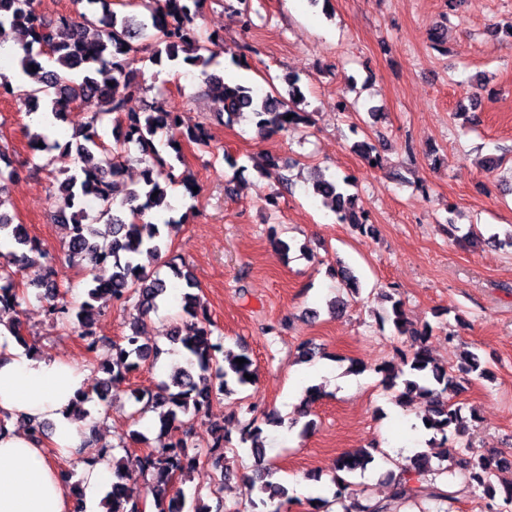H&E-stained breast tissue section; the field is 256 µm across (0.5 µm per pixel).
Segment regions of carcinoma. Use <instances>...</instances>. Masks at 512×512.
Segmentation results:
<instances>
[{
  "instance_id": "1",
  "label": "carcinoma",
  "mask_w": 512,
  "mask_h": 512,
  "mask_svg": "<svg viewBox=\"0 0 512 512\" xmlns=\"http://www.w3.org/2000/svg\"><path fill=\"white\" fill-rule=\"evenodd\" d=\"M103 2L105 0H75L77 5L84 4V10L75 15L66 13L46 18L38 12L35 0H0V28L8 26L20 35L24 51L19 61L21 73L28 74L33 68L43 71L41 86L33 89H25L14 78L1 74L0 97H13L25 103L37 101L40 108L51 112L56 119L62 117L63 108L88 95L98 99L97 109L87 114L82 127L74 131L65 145L57 140L48 141L44 133L29 134V144L46 153L43 163L34 164V170H49L57 158L72 153L79 163L56 188V219L64 220L77 200L94 203L95 214L85 213L82 222L67 225L68 263L90 271L99 267L101 254L97 238L112 237V274L106 279L93 277L84 288L82 302L71 303L66 298L67 292L61 290V269L51 261L36 238L30 236L26 226L13 223L9 215V199L4 197V191L6 184L17 175V169L9 159L8 147L1 145L0 237L7 239L13 248L0 252L3 259L0 263V318L8 311L18 316L27 301L25 294L16 288L10 272L12 266L33 270L32 285L40 290L53 323L63 331L77 326L84 328L81 337L86 340L89 353L96 352L98 345L90 330L100 316L96 302L108 297L133 308L137 317L127 333L111 342V349L117 356L105 367L107 378L96 388L97 397L103 401L113 383L123 381L142 367H154L161 355L168 353L146 342L143 335L145 320L158 310L167 295V283L153 270L152 263L168 257V268L175 270L188 289L183 294L185 317L173 326L169 336L171 345L179 344L185 350V366L155 388L134 393L143 409L157 413L160 431L166 432L179 415L202 418L209 414L217 395L253 385L247 376L254 375V370L247 352L236 354L224 348L221 339H213L211 321L201 308L198 296L191 293L197 287L195 278L186 262L180 261V256L171 249L170 230L181 221L167 220L158 213L162 207L169 208L166 201L169 187L180 183L191 193L194 184L177 172L176 166L163 155L155 142L157 133L166 129L173 135H180L181 141L173 138L168 141L180 163L183 162L182 144L208 149L211 135L202 125L184 126L179 114L161 99L153 102L147 112L126 111L129 99L146 92V87L134 78L132 66L140 59L145 42L154 47L152 60L158 64L165 61L174 66L183 60L191 62L205 75V92L224 101L227 122L248 117L261 136L306 124L308 117L297 110L300 96L296 81L291 78L286 79L290 98L287 103L270 93L262 95L252 86L227 83L211 71L218 65L219 39L203 34L196 25L210 0H138L137 5L142 7L139 13L120 16L111 11L105 28L100 27L94 12V6ZM109 120L124 132V138L116 139L110 148L99 134ZM131 145L139 151L143 174L142 179L122 194L113 181L121 175L122 163L128 156L126 148ZM56 150L59 155H51ZM347 185L346 179L340 183L321 177L313 182V189L329 209H345L343 223L361 233H369L372 231L369 217L358 208L355 195L349 193ZM465 240L474 248L486 244L512 248V233L503 237L495 233L485 238L471 230L465 234ZM336 274L344 289L358 292V278L350 268L340 265ZM386 298L392 304L377 313L379 323H390L399 334L409 335L413 351L403 360L405 370L389 363L377 365L375 371L382 375L383 385L388 390H397L395 402L401 405L413 394L425 399L421 424L431 433L430 447L442 449L440 460L447 462L443 472L461 480L469 491H481L487 512H512V486L500 495L491 483L493 467L503 460L476 453L468 445H448L451 437L465 434L476 421L453 400V394L457 390L458 375L486 376L479 355L465 351L458 373H453L439 364L424 345L432 326L426 323L420 330H408L401 301L392 299L390 294ZM237 358L246 359V363H236ZM322 396L320 386L307 387L300 415L308 416L311 406ZM212 433L213 441L206 459L224 478L230 473L224 452L232 445V440L222 426L213 427ZM239 433V444H247L251 449L257 492L266 512H289L294 498L288 486L273 480V472L265 463L258 419L252 417L241 423ZM200 457L201 452L187 434L139 458L135 474L130 472L124 458L113 459L112 486L105 496L106 512H141L135 501L138 474L152 481L156 512H224L220 486L212 492L216 497L213 507L205 503L198 492L189 498L181 489L170 494L175 478L190 473ZM374 462L375 456L365 449L340 456L336 461L338 475L331 479L332 499H315L320 504L315 512L331 505L338 506V512H387L385 504L362 502L347 479V475L363 472ZM431 471V456L420 452L411 457L393 484L391 498L402 500L414 495L417 489L411 485L412 476L421 477Z\"/></svg>"
}]
</instances>
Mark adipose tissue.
<instances>
[{
	"label": "adipose tissue",
	"mask_w": 512,
	"mask_h": 512,
	"mask_svg": "<svg viewBox=\"0 0 512 512\" xmlns=\"http://www.w3.org/2000/svg\"><path fill=\"white\" fill-rule=\"evenodd\" d=\"M87 372L58 357L27 351L0 324V512H102L101 501L112 483L110 458L99 457L84 469L83 497L75 499L59 470L47 460V448L63 456L94 447L92 420L72 415L86 389ZM50 423L48 443L17 428V420Z\"/></svg>",
	"instance_id": "1"
}]
</instances>
